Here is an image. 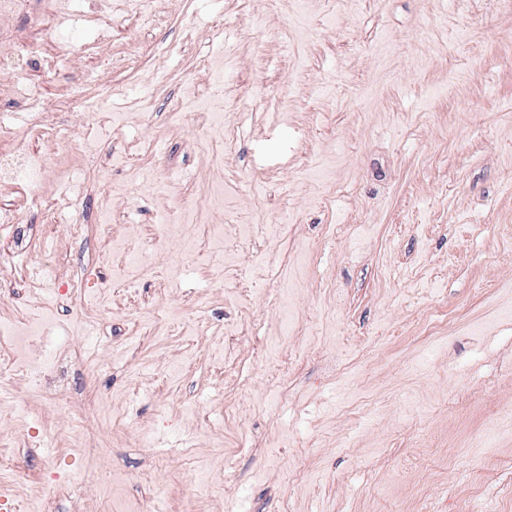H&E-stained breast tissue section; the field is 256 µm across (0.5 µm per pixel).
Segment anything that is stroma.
I'll return each mask as SVG.
<instances>
[{
	"mask_svg": "<svg viewBox=\"0 0 512 512\" xmlns=\"http://www.w3.org/2000/svg\"><path fill=\"white\" fill-rule=\"evenodd\" d=\"M119 7L101 40L96 0L52 35L24 0L13 36L57 61L29 72L43 101L0 70V113L48 158L27 218L58 230L31 261L111 283L100 238L65 231L105 210L146 292L59 310L88 362L71 401L47 415L21 382L26 428L0 409L24 512L101 504L115 470L168 512H512V0ZM221 81L232 136L172 121Z\"/></svg>",
	"mask_w": 512,
	"mask_h": 512,
	"instance_id": "stroma-1",
	"label": "stroma"
}]
</instances>
